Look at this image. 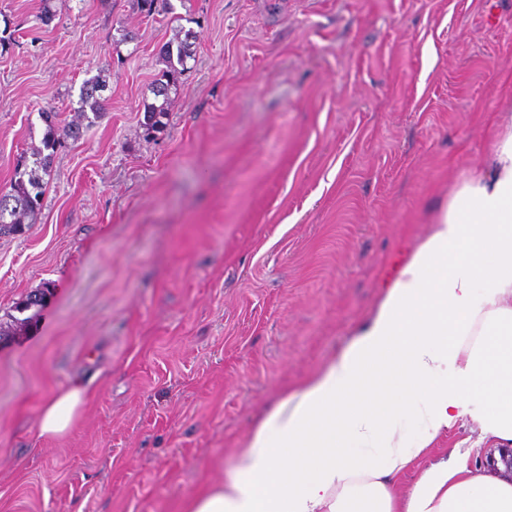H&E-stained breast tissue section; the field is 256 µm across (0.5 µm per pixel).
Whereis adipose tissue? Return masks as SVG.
Returning <instances> with one entry per match:
<instances>
[{
  "label": "adipose tissue",
  "mask_w": 512,
  "mask_h": 512,
  "mask_svg": "<svg viewBox=\"0 0 512 512\" xmlns=\"http://www.w3.org/2000/svg\"><path fill=\"white\" fill-rule=\"evenodd\" d=\"M489 123L481 165L435 204L349 346L268 407L186 512H512V113ZM87 400L78 384L44 399L41 436L67 433ZM463 417L487 446L482 470L436 461L397 496Z\"/></svg>",
  "instance_id": "obj_1"
}]
</instances>
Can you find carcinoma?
<instances>
[{
  "label": "carcinoma",
  "instance_id": "obj_1",
  "mask_svg": "<svg viewBox=\"0 0 512 512\" xmlns=\"http://www.w3.org/2000/svg\"><path fill=\"white\" fill-rule=\"evenodd\" d=\"M133 7L146 17L173 10L170 0H133ZM195 43L196 35L188 29L161 46L159 56L166 70L150 87L152 100L142 102L141 123L146 133L163 128L171 93L176 90L174 76L186 70L188 61L195 58ZM105 86L102 73L83 82L76 116L61 131L56 128L54 113H42L45 129L40 144L31 146L19 159L9 188L0 193V239L21 235L36 222L43 207L46 177L51 175L58 148L67 140H80L101 117V92Z\"/></svg>",
  "mask_w": 512,
  "mask_h": 512
}]
</instances>
